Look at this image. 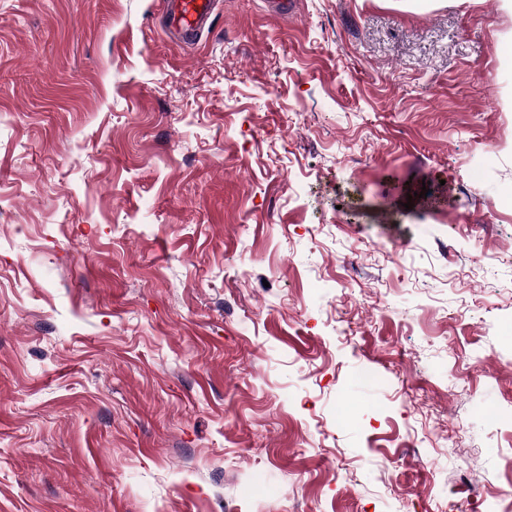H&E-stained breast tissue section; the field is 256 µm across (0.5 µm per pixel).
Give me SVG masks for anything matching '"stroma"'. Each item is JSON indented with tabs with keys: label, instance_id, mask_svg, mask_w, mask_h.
<instances>
[{
	"label": "stroma",
	"instance_id": "stroma-1",
	"mask_svg": "<svg viewBox=\"0 0 512 512\" xmlns=\"http://www.w3.org/2000/svg\"><path fill=\"white\" fill-rule=\"evenodd\" d=\"M162 2L0 0V512H486L512 11ZM218 0H165V26L176 39L193 42L209 32Z\"/></svg>",
	"mask_w": 512,
	"mask_h": 512
}]
</instances>
